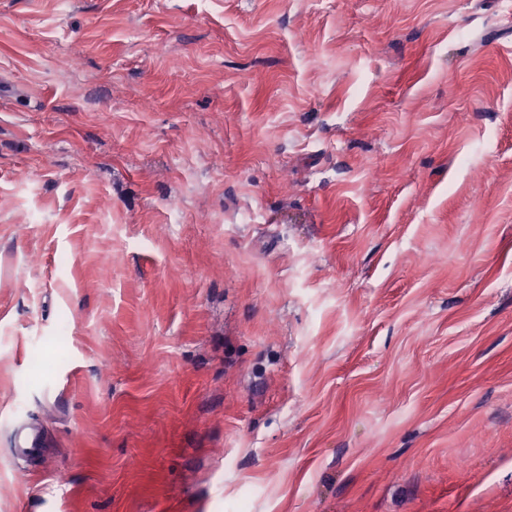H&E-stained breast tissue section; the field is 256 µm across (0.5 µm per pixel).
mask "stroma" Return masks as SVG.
<instances>
[{
  "instance_id": "1",
  "label": "stroma",
  "mask_w": 512,
  "mask_h": 512,
  "mask_svg": "<svg viewBox=\"0 0 512 512\" xmlns=\"http://www.w3.org/2000/svg\"><path fill=\"white\" fill-rule=\"evenodd\" d=\"M497 2L0 0V512H512Z\"/></svg>"
}]
</instances>
